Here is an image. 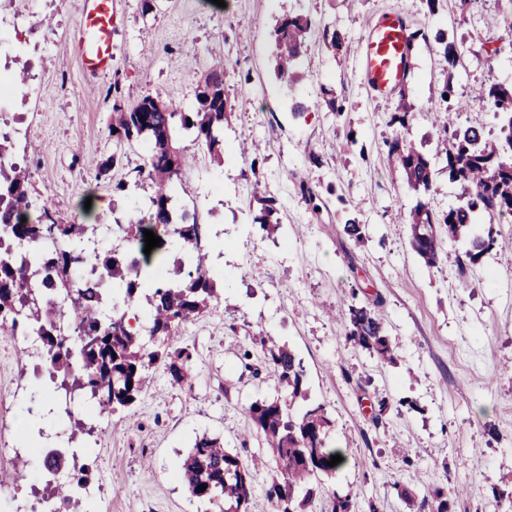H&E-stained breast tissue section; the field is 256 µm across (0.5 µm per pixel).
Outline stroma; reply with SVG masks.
<instances>
[{
  "mask_svg": "<svg viewBox=\"0 0 512 512\" xmlns=\"http://www.w3.org/2000/svg\"><path fill=\"white\" fill-rule=\"evenodd\" d=\"M227 2L219 8L211 0H151L147 11L142 0H116L114 65L89 81L80 59L66 50L81 0H0V20L17 46L0 63L25 72L34 90L15 97L0 115V130L22 129L14 157L58 223L86 222L85 201L99 202L90 220L100 226L103 246L120 244L115 221L126 216L129 202L150 194L138 183L145 145L126 151L108 179L97 176L98 164L116 150L104 90L116 81L126 100L158 95L187 112L199 76L178 67L176 58L204 63L216 56L224 61L232 107L224 125L231 154L223 167L211 166L197 145L181 139L196 158L188 173L193 192L173 200L175 209L196 208L216 235L214 264L231 303L182 328V343L195 349L192 385L171 384L153 370L147 391L129 409L95 420L81 459L103 492L85 500L84 512H220L218 504L191 496L178 469L202 434L223 439L226 450L242 457H270L247 413L262 399L290 402L296 413L324 404L332 420L328 440L345 455V467L322 476L303 512H329L336 496L348 499L349 512H367L371 500L379 512H406L395 484L412 470L418 497L459 485L452 512H482L512 478V266L493 251L462 274L453 265L426 266L410 247L407 216L416 195L386 146L395 99L371 97L354 50L388 13H402L409 30L424 31L403 84L416 110L402 135L433 156V204L445 209L457 204L459 188L436 155L437 117L446 107L439 91L448 72L434 35L445 31L463 53L452 80L455 98L481 84L512 83V47L504 42L512 0H440L433 12L426 0ZM289 13L318 23L296 84L277 78L272 63L273 25ZM323 25L344 34L348 51L327 50ZM325 87L344 97L343 112L327 111ZM297 100L305 109L295 117ZM244 135L261 144L257 164L236 150ZM253 174L264 196L278 203L276 234L253 221L260 210L248 182ZM120 180L132 185L127 196L112 191ZM304 182L320 194V212L303 197ZM351 217L365 224L364 241L344 233ZM356 301L377 302L394 362L347 345L334 316ZM266 334L301 361V397L289 398L253 349V339ZM29 389L17 341L0 336V413L21 417Z\"/></svg>",
  "mask_w": 512,
  "mask_h": 512,
  "instance_id": "35a3bbf8",
  "label": "stroma"
}]
</instances>
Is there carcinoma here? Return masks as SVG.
<instances>
[{
	"label": "carcinoma",
	"mask_w": 512,
	"mask_h": 512,
	"mask_svg": "<svg viewBox=\"0 0 512 512\" xmlns=\"http://www.w3.org/2000/svg\"><path fill=\"white\" fill-rule=\"evenodd\" d=\"M312 19L304 14L285 15L276 20L274 72L297 81L298 60L312 30ZM324 45L336 52L345 38L329 27L322 29ZM449 70L457 68L461 51L444 32L435 35ZM471 100L488 105L499 120L498 134L485 135L479 126L457 127L450 117L439 120L442 132L436 156L444 159L449 178L461 188L457 206L439 210L430 193L434 170L431 160L401 135L389 142V153L406 185L418 198L409 213L410 242L429 267L454 259L460 270L476 265L496 249L506 263H512V248L498 240L496 219L512 216V84H491L473 90ZM228 102L224 95V62L213 60L200 69L196 105L191 112H178L160 97L146 95L127 102L119 85L112 90V123L109 131L116 142L149 141L147 172L152 194L149 213L134 209L127 222L117 224L127 247L114 246L88 253L98 244L95 224H55L47 205H36L28 192V171L14 163L0 168V334L17 336L26 327L36 331L39 346L24 357L41 368L51 391L31 389L30 401L51 402L52 413L73 421L67 441L91 434L81 419L67 408L75 400L90 403L99 413L114 414L132 405L147 387L148 371L164 368L170 382L189 383L193 370L190 346L153 347L148 342L177 336L186 323L204 315L221 301L224 289L217 287L211 264L212 245L202 225L188 213L172 222V192H188L186 171L194 157L177 146L176 126L190 130L194 143L206 148L213 166L224 165V121ZM415 112L406 94H401L390 117L400 128L408 125ZM273 199L255 222L268 233L280 227ZM162 239L154 251H175L173 276L160 280L151 271L152 256L144 253V231ZM462 242L464 253L450 255L442 248L443 237ZM143 304L147 326L136 330L126 322L129 306ZM345 339L354 348L367 350L382 361H394L384 319L367 304H352L344 316ZM265 361L273 366L279 384L292 396L301 393L305 373L301 362L284 345L260 339ZM80 366L81 373L74 371ZM248 415L255 432L274 454L276 471L264 492L273 512H300L298 492L315 494L312 480L318 474L335 471L327 461L340 453L329 446L327 434L332 421L326 408L315 405L295 417L280 401L256 400ZM69 468L80 473L69 493L61 496L65 512H80L83 490L88 484L87 465L68 458ZM262 459L245 460L224 448L218 437L203 435L180 465V474L190 494L208 502L228 504L229 512H249L253 493V471ZM414 477L395 484L409 512H420L427 500H418L411 488ZM205 486L200 490L199 486Z\"/></svg>",
	"instance_id": "1"
}]
</instances>
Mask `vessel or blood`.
Wrapping results in <instances>:
<instances>
[{
    "label": "vessel or blood",
    "mask_w": 512,
    "mask_h": 512,
    "mask_svg": "<svg viewBox=\"0 0 512 512\" xmlns=\"http://www.w3.org/2000/svg\"><path fill=\"white\" fill-rule=\"evenodd\" d=\"M113 2L82 0L78 31L66 47L81 59L85 76L94 77L112 67L116 27ZM408 41V26L398 14L384 16L368 30L358 56L363 79L374 95L390 96L403 85L408 71Z\"/></svg>",
    "instance_id": "vessel-or-blood-1"
}]
</instances>
